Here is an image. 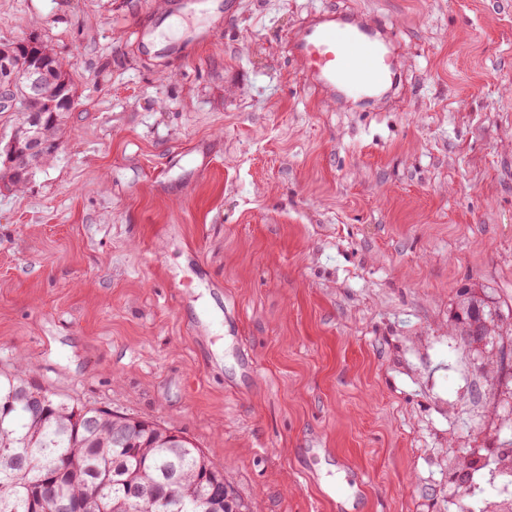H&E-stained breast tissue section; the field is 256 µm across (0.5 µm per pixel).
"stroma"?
Instances as JSON below:
<instances>
[{"label": "stroma", "mask_w": 512, "mask_h": 512, "mask_svg": "<svg viewBox=\"0 0 512 512\" xmlns=\"http://www.w3.org/2000/svg\"><path fill=\"white\" fill-rule=\"evenodd\" d=\"M169 2L0 0L77 99L0 191V370L183 431L242 512H455L449 456L512 443V335L451 328L465 287L512 316V0H229L178 58L138 41ZM328 7L386 24L404 108L303 85ZM43 159L38 161L29 156H19L12 166H3V172L0 166V183L3 184L6 189L11 190L21 187L22 182L28 180L34 168H36L38 163Z\"/></svg>", "instance_id": "obj_1"}]
</instances>
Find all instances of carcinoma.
Listing matches in <instances>:
<instances>
[{
  "label": "carcinoma",
  "instance_id": "carcinoma-1",
  "mask_svg": "<svg viewBox=\"0 0 512 512\" xmlns=\"http://www.w3.org/2000/svg\"><path fill=\"white\" fill-rule=\"evenodd\" d=\"M17 106L46 112L48 106L32 100L24 77L15 79ZM72 108L58 105L46 122L44 136L60 138ZM38 161L20 156L0 171V183L19 188ZM486 296L472 289L460 293L457 307H484ZM28 382L25 360L15 372H0V512H50L48 501L37 489L53 481L52 491L67 498L100 502L106 512H235L238 504L207 500L212 479L223 474L188 438L167 436L170 428L159 424L149 429L131 427L122 443L112 434L115 414L58 397L37 386L50 400L41 413L19 398ZM160 487L168 499L154 495Z\"/></svg>",
  "mask_w": 512,
  "mask_h": 512
}]
</instances>
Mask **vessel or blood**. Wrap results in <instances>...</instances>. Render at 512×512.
Here are the masks:
<instances>
[{"label": "vessel or blood", "instance_id": "b4317fda", "mask_svg": "<svg viewBox=\"0 0 512 512\" xmlns=\"http://www.w3.org/2000/svg\"><path fill=\"white\" fill-rule=\"evenodd\" d=\"M198 12L224 15L226 0H170V14ZM303 79L321 98L346 103L353 97L373 103H393L403 56L391 45L387 28L354 14L327 11L314 15L290 38Z\"/></svg>", "mask_w": 512, "mask_h": 512}]
</instances>
